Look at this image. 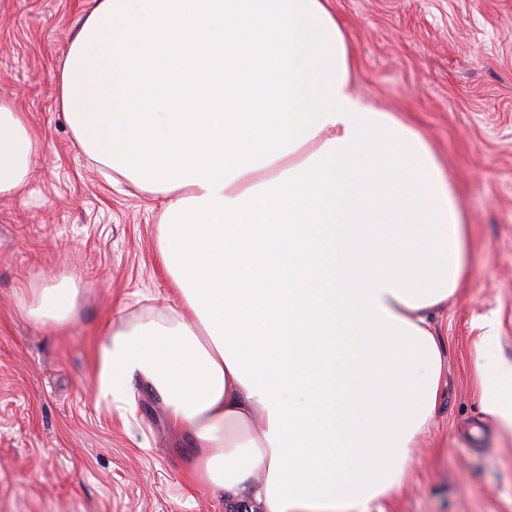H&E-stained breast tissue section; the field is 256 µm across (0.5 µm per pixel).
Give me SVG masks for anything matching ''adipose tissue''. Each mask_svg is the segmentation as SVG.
Wrapping results in <instances>:
<instances>
[{
  "label": "adipose tissue",
  "mask_w": 512,
  "mask_h": 512,
  "mask_svg": "<svg viewBox=\"0 0 512 512\" xmlns=\"http://www.w3.org/2000/svg\"><path fill=\"white\" fill-rule=\"evenodd\" d=\"M325 0H96L57 79L77 143L162 199L159 253L191 318L97 348L96 394L152 385L226 512H385L442 387L430 312L469 226L414 124L351 89ZM37 148L0 101V198ZM71 278L35 324L73 317ZM351 458L350 475L342 460Z\"/></svg>",
  "instance_id": "1"
}]
</instances>
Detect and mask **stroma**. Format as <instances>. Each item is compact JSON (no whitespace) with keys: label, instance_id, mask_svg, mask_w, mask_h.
Here are the masks:
<instances>
[{"label":"stroma","instance_id":"stroma-1","mask_svg":"<svg viewBox=\"0 0 512 512\" xmlns=\"http://www.w3.org/2000/svg\"><path fill=\"white\" fill-rule=\"evenodd\" d=\"M354 92L413 121L458 188L468 280L434 316L444 395L387 512H512V432L486 420L474 351L486 325L512 399V0H328ZM94 0H0V99L37 141L20 197L0 200V512H224L146 383L95 397L96 343L182 311L157 244L160 203L106 180L58 105L57 70ZM80 285L61 327L28 317L35 288Z\"/></svg>","mask_w":512,"mask_h":512}]
</instances>
